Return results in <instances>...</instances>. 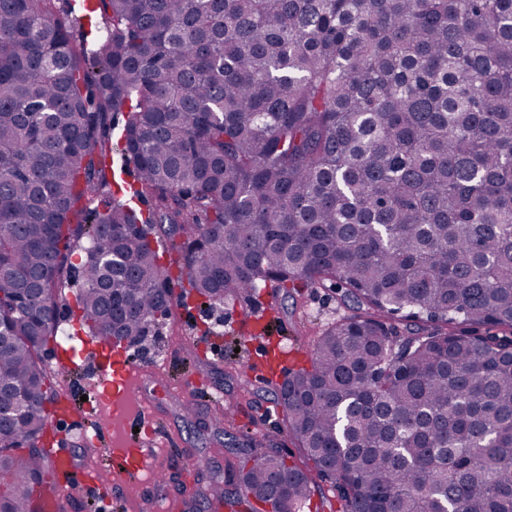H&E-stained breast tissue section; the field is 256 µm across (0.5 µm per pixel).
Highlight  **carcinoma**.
Listing matches in <instances>:
<instances>
[{
    "label": "carcinoma",
    "instance_id": "obj_1",
    "mask_svg": "<svg viewBox=\"0 0 512 512\" xmlns=\"http://www.w3.org/2000/svg\"><path fill=\"white\" fill-rule=\"evenodd\" d=\"M77 8L91 46L56 0H0V512L70 479L43 446L66 368L32 337L139 343L165 300L264 288L353 309L275 391L306 467L226 431L199 495L512 512V0ZM338 506L337 498L330 484L322 483L321 490L316 492L311 500L310 509L304 510L305 512H336Z\"/></svg>",
    "mask_w": 512,
    "mask_h": 512
}]
</instances>
